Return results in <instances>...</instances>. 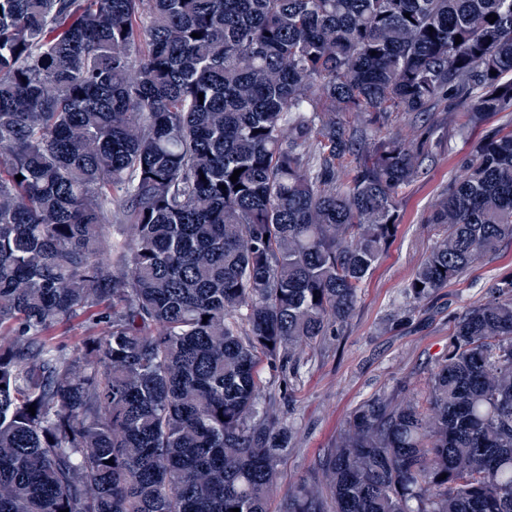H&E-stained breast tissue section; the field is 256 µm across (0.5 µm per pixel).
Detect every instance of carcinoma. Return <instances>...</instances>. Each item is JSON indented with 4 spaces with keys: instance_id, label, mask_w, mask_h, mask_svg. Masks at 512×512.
I'll return each instance as SVG.
<instances>
[{
    "instance_id": "cac0c4a2",
    "label": "carcinoma",
    "mask_w": 512,
    "mask_h": 512,
    "mask_svg": "<svg viewBox=\"0 0 512 512\" xmlns=\"http://www.w3.org/2000/svg\"><path fill=\"white\" fill-rule=\"evenodd\" d=\"M448 100L512 112V0H0V512H270L259 365L340 335L427 145L373 127ZM428 223L414 304L512 242V131ZM278 512H512V272Z\"/></svg>"
}]
</instances>
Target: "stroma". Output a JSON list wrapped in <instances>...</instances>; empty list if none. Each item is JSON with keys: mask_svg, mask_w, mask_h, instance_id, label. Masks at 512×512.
Masks as SVG:
<instances>
[{"mask_svg": "<svg viewBox=\"0 0 512 512\" xmlns=\"http://www.w3.org/2000/svg\"><path fill=\"white\" fill-rule=\"evenodd\" d=\"M437 130L419 177L398 196L397 237L367 279L340 336L309 355L284 408L292 445L270 498L278 508L289 485L310 478L313 465L335 445L349 415L364 401L425 397L430 368L455 319L483 300L499 275L512 269V244L474 263L431 298L411 304L404 290L428 255L438 228L426 219L435 200L459 174L474 144L487 132L512 130V112H498L473 125L463 108L448 106L432 116Z\"/></svg>", "mask_w": 512, "mask_h": 512, "instance_id": "35a3bbf8", "label": "stroma"}]
</instances>
